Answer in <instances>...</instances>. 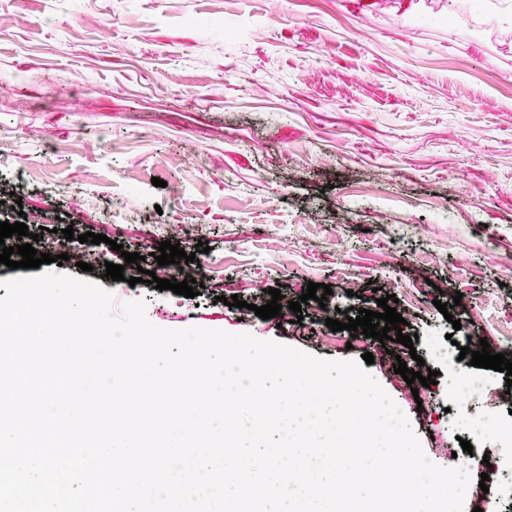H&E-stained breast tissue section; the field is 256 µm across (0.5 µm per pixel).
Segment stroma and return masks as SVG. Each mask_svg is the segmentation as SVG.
<instances>
[{
	"instance_id": "stroma-1",
	"label": "stroma",
	"mask_w": 512,
	"mask_h": 512,
	"mask_svg": "<svg viewBox=\"0 0 512 512\" xmlns=\"http://www.w3.org/2000/svg\"><path fill=\"white\" fill-rule=\"evenodd\" d=\"M0 0V189L22 198L62 273L144 300L154 325L248 333L331 360L372 353L369 372L428 458L465 466L466 512H512L482 481L512 465L505 373L484 370L481 415L498 425L463 451L449 372L470 336L512 360V24H450L461 0ZM112 28L102 39L101 24ZM162 186H153V179ZM106 235L85 273L68 225ZM171 241L198 255L206 290L187 298L106 278L107 263ZM122 251L111 249V242ZM330 285L301 323L261 319L271 288L297 301ZM395 295L412 347L331 331L349 308ZM245 301L239 309L226 296ZM452 307L443 316L434 299ZM461 329H454L453 321ZM456 354L437 358L436 347ZM437 371L412 392L396 361Z\"/></svg>"
}]
</instances>
